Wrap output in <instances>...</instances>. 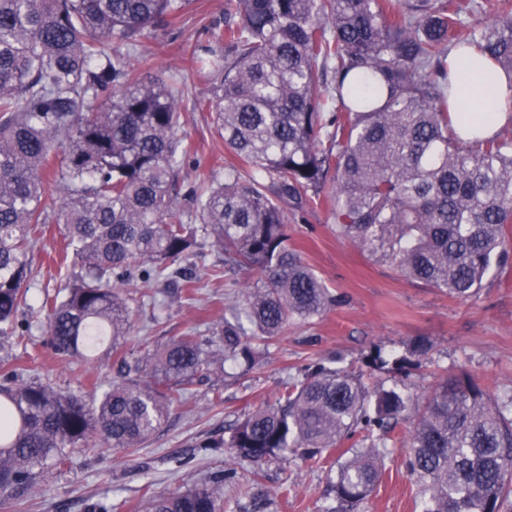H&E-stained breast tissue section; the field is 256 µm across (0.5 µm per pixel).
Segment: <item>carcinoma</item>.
Listing matches in <instances>:
<instances>
[{"mask_svg": "<svg viewBox=\"0 0 512 512\" xmlns=\"http://www.w3.org/2000/svg\"><path fill=\"white\" fill-rule=\"evenodd\" d=\"M187 0H0V333L27 305L29 254L52 217L80 269L47 307L55 351L91 357L112 344L118 380L86 399L13 371L0 383V492L13 496L64 470L73 452L130 451L158 434L178 399L213 364L252 369L295 320L339 303L302 261L285 207L323 185L337 236L402 277L466 301L512 254V139L456 127L452 62L474 53L512 76V9L464 29L479 0H224V30L191 51L208 68L211 115L239 164L224 183L173 195L192 145L178 138L185 88L140 79L135 47L180 19ZM66 150L55 165L56 148ZM254 175L242 177L238 165ZM200 223L225 272L254 270L239 307L207 336H180L140 355L120 343L131 307L120 288L178 277L194 288ZM405 355L365 363L402 371ZM319 358L296 383L195 444L251 467L292 455L330 461L336 505L360 512L376 489L393 433L412 421L404 460L421 512H512V396L469 376L445 377L423 401L401 381L365 383ZM225 467L183 491L147 488L145 512H224ZM273 502L256 489L250 512Z\"/></svg>", "mask_w": 512, "mask_h": 512, "instance_id": "1", "label": "carcinoma"}]
</instances>
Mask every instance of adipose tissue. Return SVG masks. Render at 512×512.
<instances>
[{"mask_svg": "<svg viewBox=\"0 0 512 512\" xmlns=\"http://www.w3.org/2000/svg\"><path fill=\"white\" fill-rule=\"evenodd\" d=\"M457 85L468 114L480 116L485 134L512 123V82L480 57H473L459 72Z\"/></svg>", "mask_w": 512, "mask_h": 512, "instance_id": "1", "label": "adipose tissue"}]
</instances>
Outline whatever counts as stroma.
<instances>
[{
    "instance_id": "35a3bbf8",
    "label": "stroma",
    "mask_w": 512,
    "mask_h": 512,
    "mask_svg": "<svg viewBox=\"0 0 512 512\" xmlns=\"http://www.w3.org/2000/svg\"><path fill=\"white\" fill-rule=\"evenodd\" d=\"M224 24V0H188L180 22L158 38L143 40L139 51L147 57L145 81H168L178 75L186 89L182 136L195 153L176 186L186 193L199 178H224L230 155L215 134L208 113L194 110L195 99L210 96L209 77L184 60L186 44L206 45L213 28ZM288 234L305 263L335 294L339 306L312 321L292 322L270 348L260 368L240 379H228L224 402L212 405L208 384L197 385L172 414L164 430L140 448L119 453L109 448L94 454L73 453L69 466L46 477L24 496L0 501V512H87L99 500L112 502L115 512H138L145 487L173 492L223 470L224 458L197 449L196 443L224 429L282 388L309 359L335 353L345 365L361 367L373 347L403 350L408 340L428 337L432 349L407 384L421 394L440 378L462 373L490 393H512V266L492 271L480 293L468 301L402 279L388 264L372 260L336 234L330 210L311 205L289 210ZM195 259L199 282L194 296L165 281L132 283L126 293L135 310L125 350L139 353L189 332L207 334L236 305L237 291L224 285V264L211 246L207 231L198 233ZM32 275L27 284L28 306L18 320L26 336L0 335V365L16 366L21 380L38 381L87 395L92 386L107 389L117 375L107 350L84 362L61 358L49 345L46 320L40 308L46 296L56 295L73 273L63 258L58 224L46 225L42 240L29 256ZM328 465L275 462L267 469L264 489L275 505L272 512H324L332 503L327 489ZM363 512H417L402 448L386 462L376 490Z\"/></svg>"
}]
</instances>
